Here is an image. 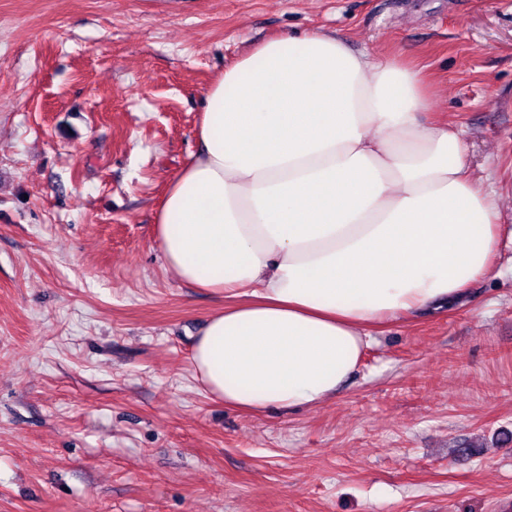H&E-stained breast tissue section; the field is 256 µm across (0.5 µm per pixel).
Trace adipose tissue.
Returning <instances> with one entry per match:
<instances>
[{
	"mask_svg": "<svg viewBox=\"0 0 512 512\" xmlns=\"http://www.w3.org/2000/svg\"><path fill=\"white\" fill-rule=\"evenodd\" d=\"M427 109L420 70L321 30L266 40L207 87L156 224L166 266L232 301L190 356L225 406L321 405L374 326L490 274L496 203Z\"/></svg>",
	"mask_w": 512,
	"mask_h": 512,
	"instance_id": "obj_1",
	"label": "adipose tissue"
}]
</instances>
